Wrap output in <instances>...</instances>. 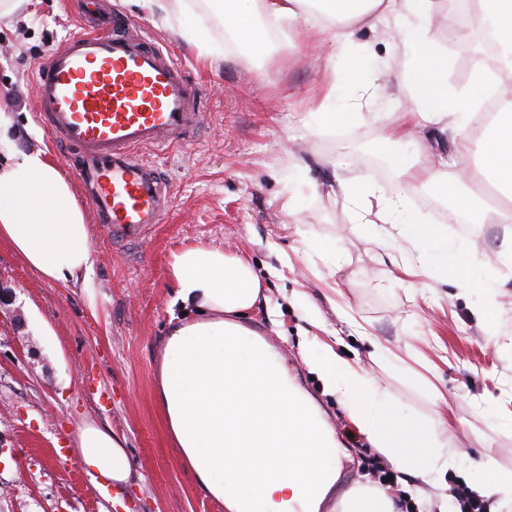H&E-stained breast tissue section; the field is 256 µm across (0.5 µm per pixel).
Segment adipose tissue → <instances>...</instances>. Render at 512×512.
<instances>
[{
	"instance_id": "1",
	"label": "adipose tissue",
	"mask_w": 512,
	"mask_h": 512,
	"mask_svg": "<svg viewBox=\"0 0 512 512\" xmlns=\"http://www.w3.org/2000/svg\"><path fill=\"white\" fill-rule=\"evenodd\" d=\"M439 0H225L224 18L234 40L258 58L268 40L257 17L275 26L303 24L313 37L349 50L351 24L384 17L396 21V42L405 56L404 106L378 139L387 154L415 128L440 132L464 128L482 101L449 89L445 58L431 34ZM475 23L498 40L496 65L512 71V0H479ZM454 167H432L398 156L397 192L372 206L377 187L363 179L334 178L332 193L355 207L360 224L390 223L406 208L408 193L425 189L454 203L468 223L485 224L491 212L472 195V183H491L512 199V99L504 98L483 137L481 158L470 163L459 149ZM402 238L418 268L459 263L448 242L424 223L404 224ZM8 240L25 264L44 279L82 289L88 305L97 291L90 277L94 258L91 226L70 181L41 150L15 146L13 118L0 113V239ZM170 274L175 298L196 319L174 325L163 342L157 384L171 442L200 488L223 502L226 512H320L337 476L328 461L336 455L330 431L308 408L278 356L245 346L235 331V314L252 308L261 280L244 259L224 250L190 245L174 252ZM321 372L388 461L421 482L435 485L452 467L448 419L436 412L437 429L392 415L385 391L371 385L355 363L329 354ZM74 451L93 475L121 485L133 463L123 442L93 422L78 427ZM339 512H397L383 489L361 485L338 504Z\"/></svg>"
}]
</instances>
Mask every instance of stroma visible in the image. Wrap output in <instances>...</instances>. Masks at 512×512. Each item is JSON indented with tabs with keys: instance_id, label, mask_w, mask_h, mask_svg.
<instances>
[{
	"instance_id": "obj_1",
	"label": "stroma",
	"mask_w": 512,
	"mask_h": 512,
	"mask_svg": "<svg viewBox=\"0 0 512 512\" xmlns=\"http://www.w3.org/2000/svg\"><path fill=\"white\" fill-rule=\"evenodd\" d=\"M110 3L183 63L203 91L206 117L189 141L143 152L173 200L143 245L113 244L93 224L96 307L80 288L42 279L0 239V287L11 291L0 302V512H224L181 465L155 397L162 338L182 313L169 260L189 244L242 255L259 274V299L242 321L276 339L282 365L347 452L325 512H336L353 487L378 484L385 461L325 388L319 361L328 348L359 363L397 416L431 424L436 394L447 398L448 443L459 451L442 478L449 489L463 487L481 461L512 472V272L499 253L512 236V205L499 206L500 222L463 235L453 204L441 222L420 194L409 196L408 210L437 223L467 258L475 285L464 289L439 265L406 276L412 250L398 227L373 236L356 223L351 203L326 190L333 163L347 159L346 175L375 181L382 199L394 194L392 180H376L353 158L377 153L373 117L396 111L401 98L392 21L354 28L365 71L354 82L347 56L298 24L278 28L256 62L226 40L221 0H181L171 25L136 0ZM87 26L85 0H21L0 16V110L14 113L20 150L58 159L30 80L53 48ZM195 33L212 55L200 54ZM494 66L482 30L471 26L463 42L448 41L447 78L456 90L468 92L476 70ZM350 106L359 121L329 124L326 112ZM495 280L506 286L493 298L480 284ZM479 309L486 321L477 320ZM86 420L123 439L136 471L129 486L104 491L73 460L72 436Z\"/></svg>"
}]
</instances>
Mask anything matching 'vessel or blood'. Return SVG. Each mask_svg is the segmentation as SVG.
<instances>
[{
	"label": "vessel or blood",
	"mask_w": 512,
	"mask_h": 512,
	"mask_svg": "<svg viewBox=\"0 0 512 512\" xmlns=\"http://www.w3.org/2000/svg\"><path fill=\"white\" fill-rule=\"evenodd\" d=\"M37 117L52 141L76 147L70 163L113 243L137 247L171 209L163 175L141 155L197 129L196 88L144 29L116 17L55 47L32 77Z\"/></svg>",
	"instance_id": "1"
}]
</instances>
